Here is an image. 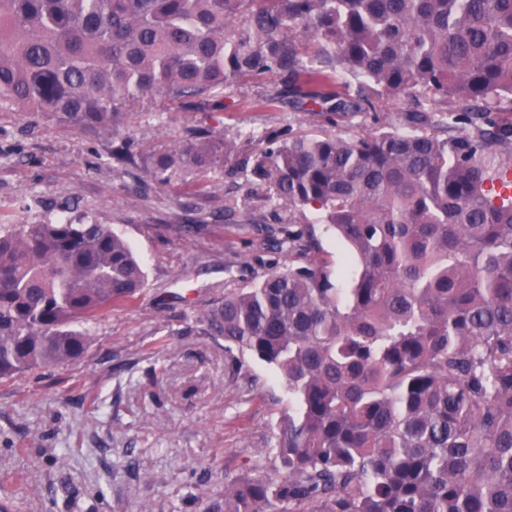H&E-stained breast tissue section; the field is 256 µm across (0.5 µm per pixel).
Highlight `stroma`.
<instances>
[{"label":"stroma","mask_w":512,"mask_h":512,"mask_svg":"<svg viewBox=\"0 0 512 512\" xmlns=\"http://www.w3.org/2000/svg\"><path fill=\"white\" fill-rule=\"evenodd\" d=\"M269 86L265 77L226 85L221 112L138 107L121 133L146 153L188 127H213L250 153L274 133L327 129L349 140L397 126L413 104L390 96L379 113L332 121L287 99L259 103ZM111 150V135L45 112L0 111V224L96 220L130 242L147 276L141 298L99 316L79 360L0 381V503L13 512H222L225 476L246 459L266 466L288 394L249 356L266 394L249 399L225 367L223 338L198 335L194 316L287 263V249L263 240L293 211L280 202L276 218L264 217L269 184L238 172L235 159L214 165L199 191L184 170L137 185Z\"/></svg>","instance_id":"35a3bbf8"}]
</instances>
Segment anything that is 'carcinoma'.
Returning a JSON list of instances; mask_svg holds the SVG:
<instances>
[{"mask_svg":"<svg viewBox=\"0 0 512 512\" xmlns=\"http://www.w3.org/2000/svg\"><path fill=\"white\" fill-rule=\"evenodd\" d=\"M274 76L345 117L423 97L403 126L270 139L238 168L335 229L340 282L311 234L288 265L199 313L250 394L252 355L296 409L268 454L224 480V512H512V0H0V105L112 134V161L156 182L236 151L214 128L136 158L138 103L224 110V86ZM356 80L332 100L302 86ZM105 224L0 228V379L74 362L83 325L143 295Z\"/></svg>","mask_w":512,"mask_h":512,"instance_id":"obj_1","label":"carcinoma"}]
</instances>
